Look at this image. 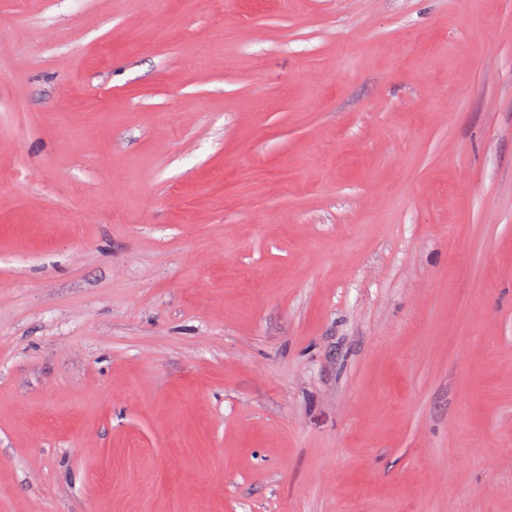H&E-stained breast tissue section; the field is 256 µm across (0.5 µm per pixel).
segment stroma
Wrapping results in <instances>:
<instances>
[{"label":"stroma","instance_id":"1","mask_svg":"<svg viewBox=\"0 0 512 512\" xmlns=\"http://www.w3.org/2000/svg\"><path fill=\"white\" fill-rule=\"evenodd\" d=\"M0 512H512V0H0Z\"/></svg>","mask_w":512,"mask_h":512}]
</instances>
